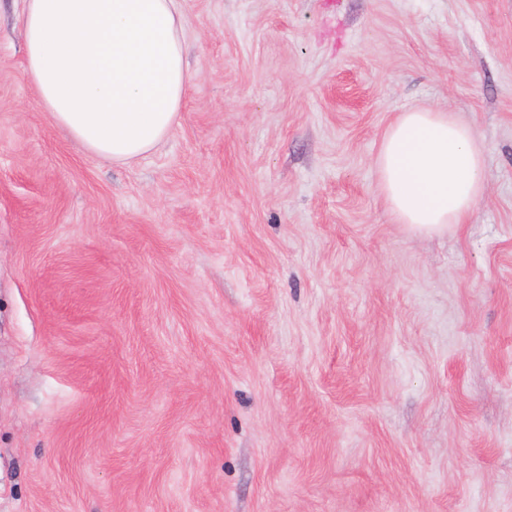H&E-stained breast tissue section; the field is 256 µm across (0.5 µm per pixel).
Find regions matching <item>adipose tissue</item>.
Here are the masks:
<instances>
[{
  "instance_id": "1",
  "label": "adipose tissue",
  "mask_w": 512,
  "mask_h": 512,
  "mask_svg": "<svg viewBox=\"0 0 512 512\" xmlns=\"http://www.w3.org/2000/svg\"><path fill=\"white\" fill-rule=\"evenodd\" d=\"M24 73L36 103L90 154L127 162L176 124L189 85L179 0H23ZM395 223L420 234L467 223L486 188L471 125L399 113L377 157Z\"/></svg>"
}]
</instances>
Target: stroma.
I'll return each mask as SVG.
<instances>
[{
    "label": "stroma",
    "mask_w": 512,
    "mask_h": 512,
    "mask_svg": "<svg viewBox=\"0 0 512 512\" xmlns=\"http://www.w3.org/2000/svg\"><path fill=\"white\" fill-rule=\"evenodd\" d=\"M151 152L35 103L0 0V512H512V0H182ZM483 145L394 223L397 114ZM375 164L393 220L420 234L467 224L486 188L483 147L474 128L451 112H400Z\"/></svg>",
    "instance_id": "stroma-1"
}]
</instances>
